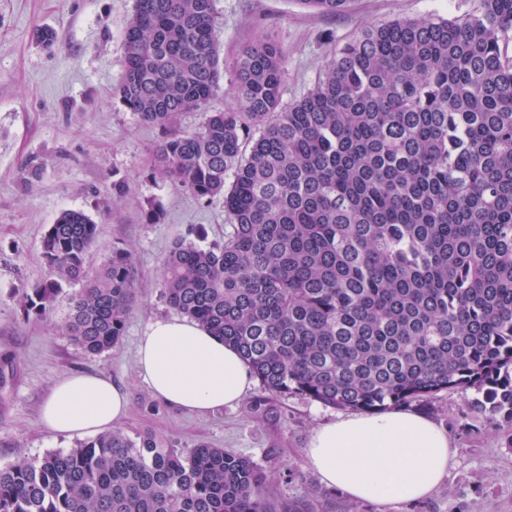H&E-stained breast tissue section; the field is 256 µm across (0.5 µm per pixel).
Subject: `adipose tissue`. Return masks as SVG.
Listing matches in <instances>:
<instances>
[{"label":"adipose tissue","instance_id":"adipose-tissue-1","mask_svg":"<svg viewBox=\"0 0 512 512\" xmlns=\"http://www.w3.org/2000/svg\"><path fill=\"white\" fill-rule=\"evenodd\" d=\"M137 362L155 397L190 412L237 403L252 383L234 348L181 318L148 324ZM128 409L126 392L110 379L70 374L44 400L40 421L53 433L83 436L115 428ZM305 458L326 485L353 499L386 503L429 496L452 467L454 453L431 420L390 411L342 415L319 427Z\"/></svg>","mask_w":512,"mask_h":512}]
</instances>
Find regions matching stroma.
<instances>
[{"label": "stroma", "mask_w": 512, "mask_h": 512, "mask_svg": "<svg viewBox=\"0 0 512 512\" xmlns=\"http://www.w3.org/2000/svg\"><path fill=\"white\" fill-rule=\"evenodd\" d=\"M472 0H351L336 16L299 0H216V46L225 64L210 103L232 100L231 63L242 48L269 37L286 54L282 105L306 95L336 49L362 29L397 17L454 18ZM134 0H0V467L77 445L46 430L40 407L64 376L100 375L125 390L130 407L121 430L151 432L177 451L198 444L251 458L270 479L279 512H512V424L475 409V390L442 392L411 403L447 432L455 464L428 497L411 502L354 500L326 486L305 462L313 431L337 419L338 409L298 394L276 395L253 382L243 399L202 414L165 404L137 366V344L147 323L174 317L163 297L161 267L173 245L203 226L206 240L223 242L231 230L224 203L206 204L152 178L161 138L115 96L125 56L123 34ZM56 41L37 42L38 27ZM127 186L117 194L113 183ZM161 203L159 223H146L149 203ZM85 210L99 226L86 256L95 271L113 249L136 258L138 301L119 347L85 354L65 335L74 284L64 285L46 315H24L22 297L49 274L41 237L65 209Z\"/></svg>", "instance_id": "1"}]
</instances>
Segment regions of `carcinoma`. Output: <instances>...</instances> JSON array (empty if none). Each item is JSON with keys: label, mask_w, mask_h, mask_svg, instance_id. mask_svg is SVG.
Segmentation results:
<instances>
[{"label": "carcinoma", "mask_w": 512, "mask_h": 512, "mask_svg": "<svg viewBox=\"0 0 512 512\" xmlns=\"http://www.w3.org/2000/svg\"><path fill=\"white\" fill-rule=\"evenodd\" d=\"M328 15L349 0H299ZM115 94L162 139L152 177L224 198V244L180 240L168 305L245 360L262 387L376 411L473 389L512 423V0L455 19L395 18L336 50L280 106L285 52L233 62L235 103L183 131L223 77L215 0H135ZM98 224L63 211L41 240L49 277L24 309L78 283L64 323L89 355L118 347L136 301L132 253L95 274ZM0 512H277L252 460L187 455L121 430L0 468Z\"/></svg>", "instance_id": "carcinoma-1"}]
</instances>
